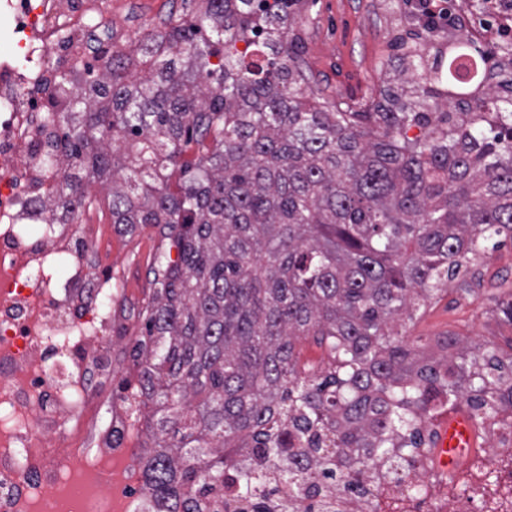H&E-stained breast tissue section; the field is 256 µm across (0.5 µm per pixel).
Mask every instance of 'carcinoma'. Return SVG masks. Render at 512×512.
Returning a JSON list of instances; mask_svg holds the SVG:
<instances>
[{"mask_svg":"<svg viewBox=\"0 0 512 512\" xmlns=\"http://www.w3.org/2000/svg\"><path fill=\"white\" fill-rule=\"evenodd\" d=\"M201 2L144 42L153 80L97 40L58 76L44 124L47 155L67 161L59 194L108 176L112 223L161 224L176 251L153 271L133 349L154 430L142 492L158 512H224L237 448L316 491L319 475L407 468L433 398L476 419L512 408V356L447 335L429 357L406 335L469 256L512 241V80L471 104L409 49L408 97L332 110L301 86L277 28L286 0ZM437 82L466 111H422ZM310 336L329 360L306 375L296 341Z\"/></svg>","mask_w":512,"mask_h":512,"instance_id":"cac0c4a2","label":"carcinoma"}]
</instances>
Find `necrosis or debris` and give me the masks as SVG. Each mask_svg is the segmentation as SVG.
I'll use <instances>...</instances> for the list:
<instances>
[{"label":"necrosis or debris","instance_id":"necrosis-or-debris-1","mask_svg":"<svg viewBox=\"0 0 512 512\" xmlns=\"http://www.w3.org/2000/svg\"><path fill=\"white\" fill-rule=\"evenodd\" d=\"M119 0H0L18 50L0 61V512H150L141 493L146 407L136 375L123 398L105 406L111 385L112 277L94 276L86 248L104 227L60 220L41 207L63 158L42 161L39 129L50 53L75 68L93 30L116 34ZM443 32L495 47L512 42V0H488L477 17L454 0ZM41 227L38 235L26 224ZM66 262V281L51 269ZM475 444L453 468L423 448L404 475L372 465L352 490H323L344 512H379L381 493L403 496L407 512H512V427L483 421ZM493 457L496 482L475 477L465 494L449 493V471Z\"/></svg>","mask_w":512,"mask_h":512}]
</instances>
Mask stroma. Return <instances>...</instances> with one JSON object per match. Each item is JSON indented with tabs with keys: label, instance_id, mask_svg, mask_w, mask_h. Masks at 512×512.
Masks as SVG:
<instances>
[{
	"label": "stroma",
	"instance_id": "obj_1",
	"mask_svg": "<svg viewBox=\"0 0 512 512\" xmlns=\"http://www.w3.org/2000/svg\"><path fill=\"white\" fill-rule=\"evenodd\" d=\"M410 0H298L283 27L299 52L305 85L318 101L350 112L375 110L387 91L407 88L410 72L401 58L405 47L429 51L447 47L449 38L430 30L410 13ZM170 241L160 227L133 224L112 231V360L117 376L132 366L131 349L143 329L152 273ZM471 293L449 282L411 328L426 348L453 335L466 342L512 353V244L481 255L471 267Z\"/></svg>",
	"mask_w": 512,
	"mask_h": 512
}]
</instances>
